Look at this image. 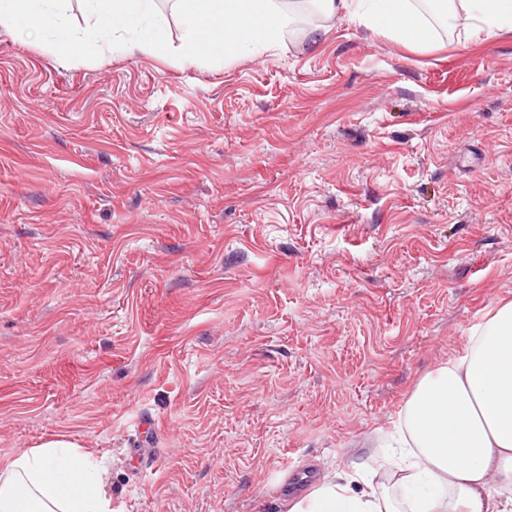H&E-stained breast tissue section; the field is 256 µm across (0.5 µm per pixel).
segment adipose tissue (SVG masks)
Listing matches in <instances>:
<instances>
[{
  "instance_id": "adipose-tissue-1",
  "label": "adipose tissue",
  "mask_w": 512,
  "mask_h": 512,
  "mask_svg": "<svg viewBox=\"0 0 512 512\" xmlns=\"http://www.w3.org/2000/svg\"><path fill=\"white\" fill-rule=\"evenodd\" d=\"M187 62L237 59L277 48L316 4L326 23L308 46L347 19L405 46L433 44L426 0H174ZM93 29L84 39L127 55L165 44L155 0H82ZM441 15L465 40L512 29V0H440ZM70 0H0V29L38 23L62 50L81 38L68 25ZM397 469L376 483L370 463L351 462L289 512H512V302L492 307L463 354L422 379L399 414L391 442ZM0 512H115L90 453L64 440L18 452L0 469Z\"/></svg>"
}]
</instances>
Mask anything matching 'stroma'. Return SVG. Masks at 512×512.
I'll list each match as a JSON object with an SVG mask.
<instances>
[{"label":"stroma","mask_w":512,"mask_h":512,"mask_svg":"<svg viewBox=\"0 0 512 512\" xmlns=\"http://www.w3.org/2000/svg\"><path fill=\"white\" fill-rule=\"evenodd\" d=\"M158 7L157 56L0 30V466L62 437L122 512H287L512 301V31L190 64Z\"/></svg>","instance_id":"stroma-1"}]
</instances>
